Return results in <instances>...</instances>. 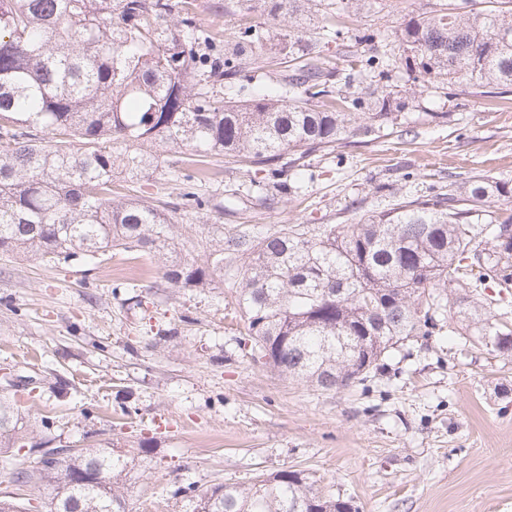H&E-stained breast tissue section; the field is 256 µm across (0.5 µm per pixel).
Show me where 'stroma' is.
Masks as SVG:
<instances>
[{
    "label": "stroma",
    "instance_id": "35a3bbf8",
    "mask_svg": "<svg viewBox=\"0 0 512 512\" xmlns=\"http://www.w3.org/2000/svg\"><path fill=\"white\" fill-rule=\"evenodd\" d=\"M444 0H371L350 11L351 33H393L404 16ZM202 27L231 40L238 16L224 0H195ZM273 39L251 69L250 91L289 74ZM438 112L447 121L435 120ZM160 171L117 178L116 191L153 203L176 193L184 157ZM288 193L262 198L254 168L212 158L205 216L179 215L196 241L281 225L355 224L393 193H423L475 173L512 178V93L447 96L419 89L396 123L335 151L312 153ZM156 257L112 251L53 264L0 255V395L15 398L22 446L0 448V496L49 512L41 487L14 481L40 448L111 443L149 448L123 489L127 512H192L178 487L250 483L284 468L359 512H512V358L440 330L405 341L367 381L321 392L256 364L240 345L232 280L175 288ZM50 427H42V419Z\"/></svg>",
    "mask_w": 512,
    "mask_h": 512
}]
</instances>
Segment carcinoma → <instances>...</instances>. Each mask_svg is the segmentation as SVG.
<instances>
[{"instance_id":"cac0c4a2","label":"carcinoma","mask_w":512,"mask_h":512,"mask_svg":"<svg viewBox=\"0 0 512 512\" xmlns=\"http://www.w3.org/2000/svg\"><path fill=\"white\" fill-rule=\"evenodd\" d=\"M347 7L228 0L226 11L288 22L297 62L274 94L241 100L236 77L263 45L256 20L239 25L224 59L211 60L213 38L196 23L193 0H0V253L59 264L143 252L162 258L160 278L177 288L207 286L224 275V259L241 257L233 286L252 361L324 392L365 381L399 344L444 322L448 333L464 329L474 344L512 356V310L478 298L481 288H512V180L475 174L446 192L396 195L358 224L227 240L220 231L206 266L188 258L176 213L211 207L200 191L207 158L246 160L286 193L282 176L311 153L395 123L414 94L382 84L396 69L451 91L512 86V0L412 13L391 47L355 35L346 68L334 71L310 42L340 40ZM364 42L370 47L357 49ZM151 146L196 156L170 209L113 189L118 174L158 170ZM491 202L500 214L491 215ZM22 438L15 404L1 397L0 448ZM54 452L43 449L40 466L17 469L14 481L41 482L50 512H125L121 485L139 455L109 446ZM92 467L104 483H77ZM184 492L193 512H359L301 470L248 487L175 490Z\"/></svg>"}]
</instances>
